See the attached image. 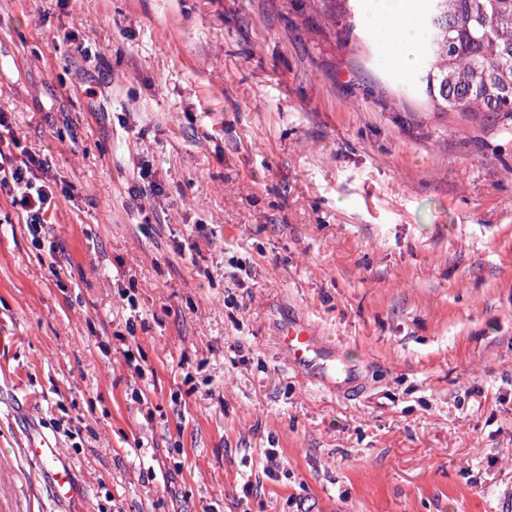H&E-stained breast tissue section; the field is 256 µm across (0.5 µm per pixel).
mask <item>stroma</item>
Returning <instances> with one entry per match:
<instances>
[{
  "instance_id": "obj_1",
  "label": "stroma",
  "mask_w": 512,
  "mask_h": 512,
  "mask_svg": "<svg viewBox=\"0 0 512 512\" xmlns=\"http://www.w3.org/2000/svg\"><path fill=\"white\" fill-rule=\"evenodd\" d=\"M0 111L58 195L51 258L0 195V512L33 426L69 512H500L512 125L298 0H0ZM279 343L296 364L314 362L316 351L311 328L304 323H288L279 336ZM26 458L37 468L51 500L65 505L75 494L74 471L58 444L41 435H27L22 448Z\"/></svg>"
}]
</instances>
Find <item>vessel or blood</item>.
<instances>
[{"label":"vessel or blood","mask_w":512,"mask_h":512,"mask_svg":"<svg viewBox=\"0 0 512 512\" xmlns=\"http://www.w3.org/2000/svg\"><path fill=\"white\" fill-rule=\"evenodd\" d=\"M279 343L294 363L302 364L316 359L314 336L307 324L286 325ZM22 452L36 467L51 500L56 505H65L74 496L76 484L72 465L58 444L47 437L30 434L24 438Z\"/></svg>","instance_id":"1"}]
</instances>
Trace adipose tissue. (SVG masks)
Listing matches in <instances>:
<instances>
[{"mask_svg":"<svg viewBox=\"0 0 512 512\" xmlns=\"http://www.w3.org/2000/svg\"><path fill=\"white\" fill-rule=\"evenodd\" d=\"M420 0H374L364 25L377 39L391 46L388 62L397 69L413 68L416 58L410 46L420 44L427 36L418 18Z\"/></svg>","mask_w":512,"mask_h":512,"instance_id":"adipose-tissue-1","label":"adipose tissue"}]
</instances>
